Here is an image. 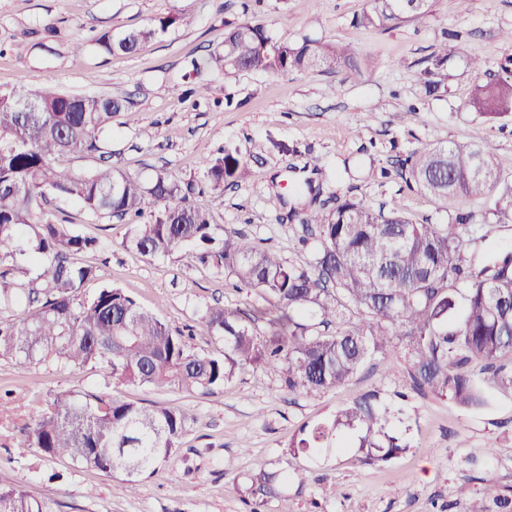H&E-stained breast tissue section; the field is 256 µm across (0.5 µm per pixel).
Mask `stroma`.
I'll return each instance as SVG.
<instances>
[{
    "instance_id": "1",
    "label": "stroma",
    "mask_w": 512,
    "mask_h": 512,
    "mask_svg": "<svg viewBox=\"0 0 512 512\" xmlns=\"http://www.w3.org/2000/svg\"><path fill=\"white\" fill-rule=\"evenodd\" d=\"M0 0V89H36L54 83L76 95L128 98L136 123H113L106 136L112 163L150 180L164 170L182 180L200 178L204 159L224 147L239 148L251 173L225 188L217 224L278 251L286 260H310L311 246L298 242V223L281 222L284 208L272 183L286 167L299 180L317 159L329 176L325 192L356 196L373 206L397 208L411 220L447 223L459 212L481 215L477 198L443 201L410 188L395 164L432 143L469 142L492 160L512 184V121L496 123L468 106L475 85L503 78L512 57L501 32L512 27V0H431L427 16L386 30L355 27L352 19L368 0ZM178 10L190 25L172 27L131 55L99 50L98 37L139 28ZM264 26L277 42L309 38L350 46L363 61L360 73L259 74L227 77L188 72L191 59L223 50L228 24ZM452 57L448 93L425 96L419 82L423 60L439 47ZM479 59L482 69L470 67ZM210 87L199 96L198 85ZM233 106H226V97ZM55 221L97 238L83 255L98 278L81 290L84 299L112 286L171 327L190 334L192 348L214 352L218 344L203 315L223 305L254 311L261 302L249 289L227 287L223 273L198 263L191 248L149 257L126 249V222L86 212L74 200L51 199ZM108 389L118 399L171 404L189 415L175 457L123 489V472L110 474L50 459L27 445V426L46 408L52 392ZM400 410L409 425L408 450L387 466L362 464L354 451L312 458L290 452L302 428L331 417L336 408L370 391ZM0 485L23 484L40 496L54 484L51 512H246L252 480L263 472L303 471L267 497L264 512H470V501L490 498L486 470L500 488L512 486V397L493 394L480 409L412 392L403 353L374 358L347 386L315 397L288 391L282 370L250 367L211 393L181 392L112 383L100 366L73 369L58 359L18 365L0 359ZM468 484V498L457 488ZM337 495H329L328 486Z\"/></svg>"
}]
</instances>
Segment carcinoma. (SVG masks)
Returning <instances> with one entry per match:
<instances>
[{
	"mask_svg": "<svg viewBox=\"0 0 512 512\" xmlns=\"http://www.w3.org/2000/svg\"><path fill=\"white\" fill-rule=\"evenodd\" d=\"M430 7L431 0H368L355 23L380 29L422 18ZM184 23L183 14L169 13L139 29L106 32L97 43L109 54H131ZM191 67L226 75L353 73L361 59L337 44L278 43L264 27L245 22L225 31L223 51L193 60ZM501 68L509 78L476 85L468 102L489 120L512 118V57ZM421 75L426 93L447 91L448 49L432 54ZM117 116L134 120L128 100L71 95L51 85L0 90V308L24 304L22 314L0 319V357L23 366L37 354L52 355L73 367L101 365L114 381L205 393L248 366H281L288 390L312 397L400 348L417 392L467 409L485 405L490 390L512 395V250L485 245L484 236L464 247L470 214L459 212L446 224L414 223L398 209L377 210L353 197L322 200V191L307 180L279 195L286 219L301 224V242L316 244L311 262L290 263L218 227L213 210L190 202L198 191L210 193L214 206L224 205V186L248 175L239 148L205 159L197 184L165 171L145 183L112 166L104 134ZM64 154H93L101 164L74 172L55 165ZM475 163L490 176L476 177ZM397 173L410 188L442 199L480 198L487 217L499 224L512 220V186L498 187L497 171L478 145L430 144L400 160ZM51 196L75 199L94 215L128 219L123 244L144 256L195 249L200 263L223 270L232 287L248 288L268 304L269 329L259 332L255 316L244 310L209 307L204 319L222 350L200 354L181 331L119 288L105 286L92 299H79L97 270L77 257L96 250L98 241L45 218ZM331 201L336 206L326 208ZM20 259L39 267L22 283L15 280ZM344 299L358 311L357 321L346 320ZM332 324L340 325L333 335L317 331ZM473 363L481 364V375L470 371ZM397 414L372 391L289 447L315 454L339 436L361 452L362 463L386 464L409 448L391 430ZM187 421L177 406H140L105 390L57 393L28 426V447L103 472L119 469L125 490L133 492L140 475L175 456ZM290 479L301 482L303 474L263 472L256 478L258 492L266 495ZM54 495L50 486L41 499L0 488V512H49ZM471 512H512V496L496 495L492 506Z\"/></svg>",
	"mask_w": 512,
	"mask_h": 512,
	"instance_id": "obj_1",
	"label": "carcinoma"
}]
</instances>
